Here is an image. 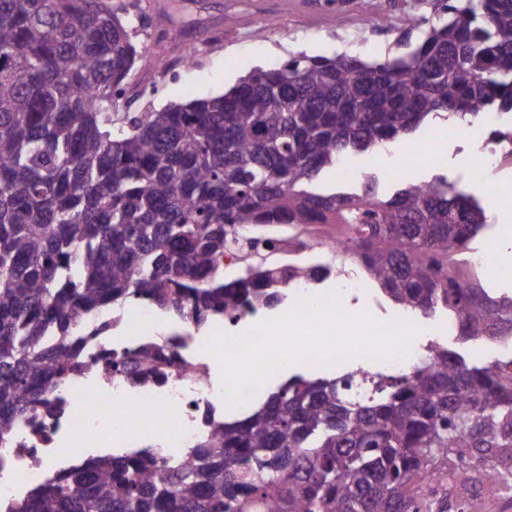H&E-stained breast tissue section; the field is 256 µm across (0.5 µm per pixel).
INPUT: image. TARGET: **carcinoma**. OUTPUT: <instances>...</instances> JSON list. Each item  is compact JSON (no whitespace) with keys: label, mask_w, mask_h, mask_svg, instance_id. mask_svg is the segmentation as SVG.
<instances>
[{"label":"carcinoma","mask_w":512,"mask_h":512,"mask_svg":"<svg viewBox=\"0 0 512 512\" xmlns=\"http://www.w3.org/2000/svg\"><path fill=\"white\" fill-rule=\"evenodd\" d=\"M398 52L298 55L249 72L216 97L119 112L137 64L126 4L0 0V448L16 422L49 412L89 366L77 316L133 298L200 327L283 303L330 264L262 258L224 279L218 260L244 227L334 224L365 280L393 303L460 323L468 357L429 344L397 375L362 367L295 375L238 420L215 422L178 456L151 448L55 470L7 512H448V459H512V293L464 261L487 224L448 177L389 197L319 186L351 153L435 128L512 114V0H428ZM175 358L148 340L93 358L115 379L167 376Z\"/></svg>","instance_id":"carcinoma-1"}]
</instances>
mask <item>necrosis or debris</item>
Returning a JSON list of instances; mask_svg holds the SVG:
<instances>
[{"label": "necrosis or debris", "mask_w": 512, "mask_h": 512, "mask_svg": "<svg viewBox=\"0 0 512 512\" xmlns=\"http://www.w3.org/2000/svg\"><path fill=\"white\" fill-rule=\"evenodd\" d=\"M488 124L469 127L467 139L481 153L483 177L512 161V140L495 138ZM443 158L442 140L437 133H425L400 151H387L384 170L400 173L403 164L423 161L433 165ZM89 325L101 329L93 353L134 346L144 341L145 331L156 340L171 343L178 362L168 368L162 385L150 383L132 387L112 381L97 367H89L67 380L59 390L61 407L53 417L28 416L15 425L9 449L0 452V503L17 500L27 488L43 481L52 464L76 458L84 449L133 442V429L160 431L157 452L171 456L188 448L209 432L208 418L224 416L225 400L212 374V357L203 352L202 340L190 331L174 333L167 321L147 302L89 318ZM191 361L196 374L180 371L179 361Z\"/></svg>", "instance_id": "obj_1"}]
</instances>
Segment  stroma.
<instances>
[{
    "instance_id": "obj_1",
    "label": "stroma",
    "mask_w": 512,
    "mask_h": 512,
    "mask_svg": "<svg viewBox=\"0 0 512 512\" xmlns=\"http://www.w3.org/2000/svg\"><path fill=\"white\" fill-rule=\"evenodd\" d=\"M134 3L137 13L146 17L177 15L176 30L166 39H159L151 27L139 28L135 37L139 49L148 55L186 58L191 66L186 71L156 74L136 69L130 78L132 93L124 100L127 112L221 95L250 70L270 69L302 53L329 56L346 51L366 60L380 58L393 48L408 13L430 23L435 20L430 6L415 0H377L375 23L370 27L364 22L363 0H204L201 10L191 13L177 12L178 0ZM228 15L233 16V23H225ZM439 128L449 141L445 161L436 169L408 164L401 180L418 182L438 172L487 203V191L467 174L471 143L447 123H440ZM374 312L386 321L412 318L422 328L415 340L417 348L433 341L455 351L460 348L455 334L445 331L442 316L412 315L384 299ZM366 363V358L357 355L333 365L317 360L296 363L276 373L264 389L273 391L294 374L331 376Z\"/></svg>"
}]
</instances>
